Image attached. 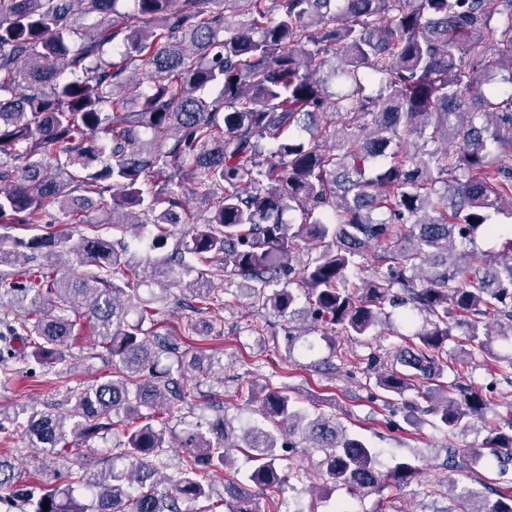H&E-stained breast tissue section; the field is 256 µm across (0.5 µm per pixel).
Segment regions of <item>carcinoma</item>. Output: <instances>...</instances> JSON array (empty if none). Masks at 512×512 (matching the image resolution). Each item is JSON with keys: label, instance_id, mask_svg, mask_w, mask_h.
<instances>
[{"label": "carcinoma", "instance_id": "1", "mask_svg": "<svg viewBox=\"0 0 512 512\" xmlns=\"http://www.w3.org/2000/svg\"><path fill=\"white\" fill-rule=\"evenodd\" d=\"M0 0V221L37 225L51 206L71 224H110L121 234L73 239L48 231L0 248V266H27L0 291L22 319L0 329V369L30 358L61 375L81 321L108 356L111 378L64 407L23 410L0 423L40 449V479L23 484L0 454L4 512H183L213 498L204 475L222 470L228 512H260L244 491L275 496L310 473L277 463L276 447L300 439L324 452L319 489L353 495L400 491L420 472L409 460L387 472L379 449L351 435L336 416L310 417L288 391L248 387L261 421L238 428L222 417L184 431L178 476L156 490L167 453L156 417H178L183 381L204 376L211 358L182 349L180 336L212 324L161 330V297L143 300L134 282L157 269L127 257L125 237L151 224L150 248L173 228L182 246L161 260L175 283L218 262L224 277L185 284L190 311L210 314L236 294L288 324L296 339H361L409 307L424 317L412 348L396 362L371 358L365 389L386 407L402 402L411 423L434 417L454 436L494 397L441 381L448 344L487 355L492 336L512 335V0ZM499 26H491L493 21ZM507 47L493 48L484 32ZM203 211L189 210L182 180ZM94 208L101 219L87 218ZM287 212L296 221L284 220ZM497 241L478 282L457 247L478 233ZM296 287L282 282L300 243ZM386 269L358 275L371 248ZM64 253L93 268L85 276L29 266L39 253ZM137 310L134 321L128 312ZM427 406H422V403ZM121 432L112 467L67 465L70 444ZM482 448L512 460V419ZM253 462L239 477L232 451ZM49 502L48 510L42 503ZM446 512H512V486L491 504L461 496Z\"/></svg>", "mask_w": 512, "mask_h": 512}]
</instances>
